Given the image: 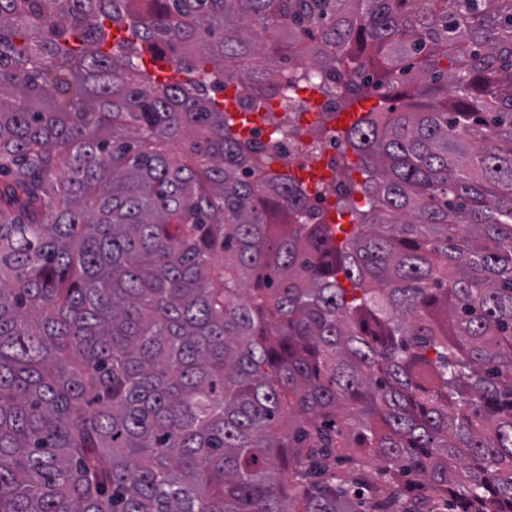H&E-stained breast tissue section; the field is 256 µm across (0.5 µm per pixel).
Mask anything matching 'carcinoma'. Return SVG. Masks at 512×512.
Returning a JSON list of instances; mask_svg holds the SVG:
<instances>
[{
    "instance_id": "cac0c4a2",
    "label": "carcinoma",
    "mask_w": 512,
    "mask_h": 512,
    "mask_svg": "<svg viewBox=\"0 0 512 512\" xmlns=\"http://www.w3.org/2000/svg\"><path fill=\"white\" fill-rule=\"evenodd\" d=\"M278 42L413 87L342 245L216 97ZM360 507L512 512V0H0V512Z\"/></svg>"
}]
</instances>
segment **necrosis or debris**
<instances>
[{
  "label": "necrosis or debris",
  "mask_w": 512,
  "mask_h": 512,
  "mask_svg": "<svg viewBox=\"0 0 512 512\" xmlns=\"http://www.w3.org/2000/svg\"><path fill=\"white\" fill-rule=\"evenodd\" d=\"M314 82L331 84V92L315 96L310 88ZM343 85V79L329 80L312 65H289L259 120L241 130L245 147L273 166L284 165L296 172L343 169L348 150L337 137L331 118L336 91Z\"/></svg>",
  "instance_id": "4bbe7bcc"
}]
</instances>
